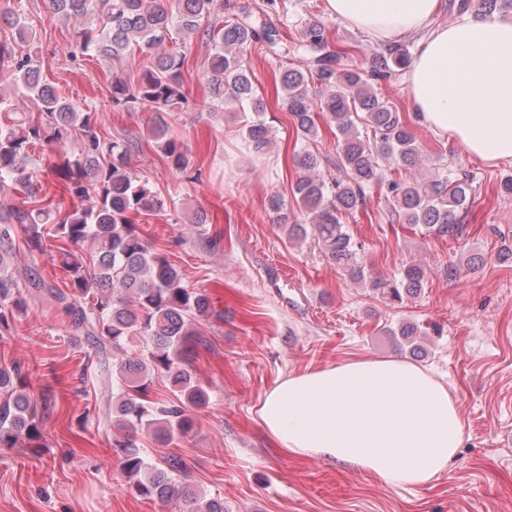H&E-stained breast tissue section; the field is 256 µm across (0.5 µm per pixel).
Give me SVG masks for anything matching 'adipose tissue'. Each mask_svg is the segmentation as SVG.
I'll return each instance as SVG.
<instances>
[{
    "label": "adipose tissue",
    "mask_w": 512,
    "mask_h": 512,
    "mask_svg": "<svg viewBox=\"0 0 512 512\" xmlns=\"http://www.w3.org/2000/svg\"><path fill=\"white\" fill-rule=\"evenodd\" d=\"M441 0H326L344 25L386 43L414 38L405 71L414 119L487 164L512 160V18L436 24ZM260 422L294 459L349 463L397 487L447 470L464 440L459 401L419 366L361 358L290 375Z\"/></svg>",
    "instance_id": "1"
}]
</instances>
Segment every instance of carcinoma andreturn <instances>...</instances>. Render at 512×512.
I'll list each match as a JSON object with an SVG mask.
<instances>
[{
	"label": "carcinoma",
	"instance_id": "1",
	"mask_svg": "<svg viewBox=\"0 0 512 512\" xmlns=\"http://www.w3.org/2000/svg\"><path fill=\"white\" fill-rule=\"evenodd\" d=\"M284 0H262L259 13L242 8L224 17L218 0H49L50 13L82 22L75 31L70 61L81 68L94 57L135 60L136 82L115 76L110 82L112 108L152 113L149 133L159 141L168 164L184 170L189 158L181 141L169 135L166 117L189 104L183 70L185 53L168 47L173 35L201 33L211 45L207 59L210 108L250 113L246 138L256 154L272 144L267 104L255 88L242 52L260 43L275 55L286 37L273 22ZM449 8L479 20L511 15L512 0H452ZM11 40H0V64L16 78V90L40 103L45 118L31 119L0 96V335L10 329L5 309L24 305V293L46 295L66 318L72 332L93 344L101 361H112L109 424L116 431L121 469L134 493L152 502L181 500L186 512H225L224 499L209 496L186 479V462L177 453L151 462L138 436L164 443L192 435L193 410L209 399L192 369L193 347L202 343L197 324L214 315L209 296L185 284L183 274L137 231L136 221L163 208L149 182L129 167L128 143L100 136L96 113L66 99L44 78L33 49L31 28L11 11ZM298 48L303 64L289 67L275 88L276 99L293 119L300 149L293 155L297 177L292 193L301 214H288L283 200H269L278 228L288 240L312 234L328 263L353 280L365 279L361 244L344 227L343 215L365 207L367 191L378 189L391 209L408 224L437 237L459 239L472 200L464 174L444 170L428 181L388 178L379 160L408 169L420 162L421 150L411 131V116L383 100L375 84L403 71L408 46L384 44L368 70L349 63L353 49L317 17L305 21ZM336 129V156L312 149L319 120ZM373 136H364L361 129ZM38 144L55 152L73 146L56 166L59 199L39 194L28 167V148ZM336 170L329 179L323 168ZM78 199L69 208L65 199ZM61 242L67 288L46 280L35 268L25 278L10 268L15 237L42 250L43 226ZM370 286L394 301L415 296L423 274L407 265L393 279L376 278ZM143 338L141 353L131 356L133 337ZM165 380L175 402L149 397L153 378ZM26 376L16 366H0V448H18L40 438V422L27 392Z\"/></svg>",
	"mask_w": 512,
	"mask_h": 512
}]
</instances>
